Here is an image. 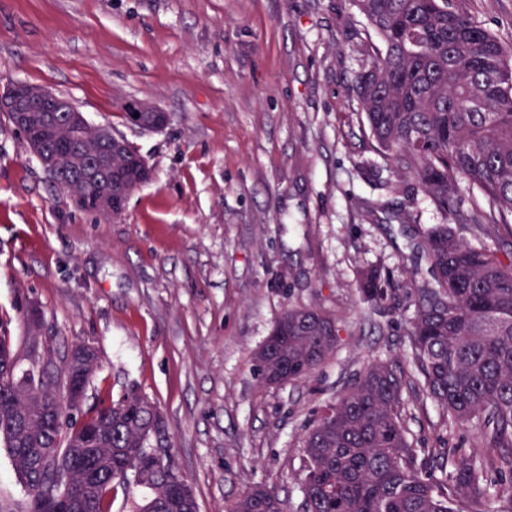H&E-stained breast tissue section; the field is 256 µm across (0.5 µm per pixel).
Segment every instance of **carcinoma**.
I'll return each instance as SVG.
<instances>
[{"label": "carcinoma", "mask_w": 512, "mask_h": 512, "mask_svg": "<svg viewBox=\"0 0 512 512\" xmlns=\"http://www.w3.org/2000/svg\"><path fill=\"white\" fill-rule=\"evenodd\" d=\"M381 45H369L356 74L360 114L375 150L398 176L447 210L467 178L488 204V224H512V41H503L463 0H352ZM144 158L129 150L112 167L131 171ZM64 191L99 212L107 189L80 175ZM423 232L428 276L413 281L408 362L422 392L448 427L476 428L481 446L426 448L411 437L403 389L409 375L391 362L368 365L325 407L304 437L299 477L306 512H491L512 499V259L464 242L455 229L470 217ZM362 300H395L394 281L376 268L360 271ZM342 321L318 306H293L276 319L254 354L265 385L310 378L336 351ZM10 321H0V443L22 480L26 500L0 498V512H57L56 489L70 475L71 512H112L115 489L147 490L134 512H196L194 494L169 481L171 456L159 466L151 435L164 432L160 411L135 392L90 410L70 411L71 365L60 379L13 371L18 355ZM228 512H287L278 492L254 484Z\"/></svg>", "instance_id": "obj_1"}]
</instances>
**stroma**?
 I'll return each instance as SVG.
<instances>
[{"label": "stroma", "mask_w": 512, "mask_h": 512, "mask_svg": "<svg viewBox=\"0 0 512 512\" xmlns=\"http://www.w3.org/2000/svg\"><path fill=\"white\" fill-rule=\"evenodd\" d=\"M467 7L512 39V0ZM373 37L352 0H0V92L24 82L70 99L154 174L121 218L81 211L0 111V316L21 366L32 306L40 367L96 349L86 408L131 391L153 401L199 512L260 482L301 512L305 433L368 364L405 356L408 299L370 306L357 274L427 271L418 231L448 216L397 177L357 114ZM129 99L168 126L128 123ZM458 233L512 253L510 228ZM314 304L343 322L336 354L304 382L263 385L255 351L286 308ZM404 399L419 443L479 442L417 389ZM125 115L128 121H130L128 112H131L133 116L135 113L139 114V117L144 114L152 115V126L161 127L165 121L166 113L159 110L153 103L143 100H128L124 103Z\"/></svg>", "instance_id": "35a3bbf8"}]
</instances>
